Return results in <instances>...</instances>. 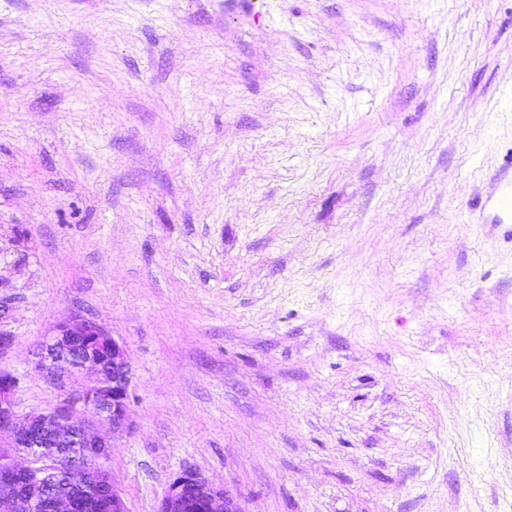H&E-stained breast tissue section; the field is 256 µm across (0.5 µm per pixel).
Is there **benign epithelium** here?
I'll list each match as a JSON object with an SVG mask.
<instances>
[{
  "mask_svg": "<svg viewBox=\"0 0 512 512\" xmlns=\"http://www.w3.org/2000/svg\"><path fill=\"white\" fill-rule=\"evenodd\" d=\"M35 371L64 387L62 374L77 372L85 380L58 406L21 416L16 411L20 380L0 371V512H81L84 502L71 495L38 501L21 496L28 486L51 491L64 475L87 493L102 491L110 512H130L124 493L100 460L109 456L112 437L132 428L131 368L125 347L98 321L73 314L45 335ZM100 425L111 436L97 433ZM155 512H243L226 490L202 473L187 470L168 485Z\"/></svg>",
  "mask_w": 512,
  "mask_h": 512,
  "instance_id": "obj_1",
  "label": "benign epithelium"
}]
</instances>
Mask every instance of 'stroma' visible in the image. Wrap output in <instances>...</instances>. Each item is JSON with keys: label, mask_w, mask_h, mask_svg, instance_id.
Masks as SVG:
<instances>
[{"label": "stroma", "mask_w": 512, "mask_h": 512, "mask_svg": "<svg viewBox=\"0 0 512 512\" xmlns=\"http://www.w3.org/2000/svg\"><path fill=\"white\" fill-rule=\"evenodd\" d=\"M512 0H0V370L123 342L130 512H512ZM498 192L494 202L495 221L512 223V162H508L497 174ZM155 512H244L223 488L213 485L202 473L187 470L168 485Z\"/></svg>", "instance_id": "obj_1"}]
</instances>
